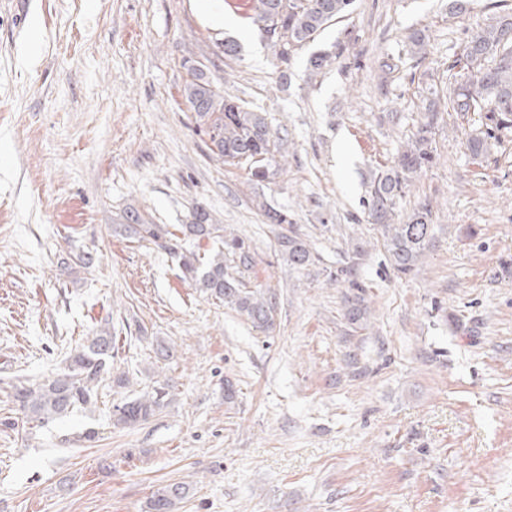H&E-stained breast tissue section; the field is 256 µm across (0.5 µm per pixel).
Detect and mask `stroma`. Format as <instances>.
<instances>
[{"label": "stroma", "mask_w": 512, "mask_h": 512, "mask_svg": "<svg viewBox=\"0 0 512 512\" xmlns=\"http://www.w3.org/2000/svg\"><path fill=\"white\" fill-rule=\"evenodd\" d=\"M497 2L456 17L448 0H356L284 70L251 0H221L235 60L194 0H0V512H147L173 482L191 486L179 512H512V136L477 162L468 124L444 115L434 165L396 205L432 206L435 245L409 276L364 207L420 117L417 79H441ZM417 29L422 60L405 46ZM336 47L310 75V54ZM198 67L267 112L286 171L257 184L211 157L183 94ZM259 197L288 212L314 266L275 256ZM198 205L249 243L274 330L189 286L169 251L112 234L126 209L183 224ZM357 241L373 318L351 340L325 273ZM82 252L94 266L61 273ZM105 320L132 389L105 380L91 409L30 427L13 385L59 372ZM164 381L161 411L113 426L114 405Z\"/></svg>", "instance_id": "stroma-1"}]
</instances>
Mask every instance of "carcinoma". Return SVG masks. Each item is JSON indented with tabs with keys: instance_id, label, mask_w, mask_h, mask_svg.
I'll list each match as a JSON object with an SVG mask.
<instances>
[{
	"instance_id": "cac0c4a2",
	"label": "carcinoma",
	"mask_w": 512,
	"mask_h": 512,
	"mask_svg": "<svg viewBox=\"0 0 512 512\" xmlns=\"http://www.w3.org/2000/svg\"><path fill=\"white\" fill-rule=\"evenodd\" d=\"M353 6L354 0H253L255 22L261 27L270 23L279 29V33L266 40L278 65L285 68L299 50L349 16ZM406 46L412 56L423 59L428 53L427 36L414 30L407 37ZM335 59L328 51H317L309 56L308 66L318 74ZM448 75V94H441L436 86L426 88L416 131L400 142L394 165L375 170L368 183V215L378 226L379 242L391 268L400 276L414 272L433 247L429 205L399 221L395 220V205L414 179L434 163L433 135L440 113L461 116L470 112L477 116L473 120L477 127L466 140V148L475 160L488 156L492 147L512 134V7L500 5V11L484 27L467 36L448 64ZM184 94L217 161L244 168L256 183L285 170L287 142L272 131L265 113L247 107L238 98L224 96L201 70L193 73ZM256 206L270 223L279 227L277 251L289 265L306 268L317 261L311 246L290 227L292 219L288 212L272 207L262 198ZM125 220L124 224L112 225L113 235L175 252L189 285L231 306L253 328L263 332L273 328L278 309L276 294L240 279L238 270L253 267L250 245L242 237L226 233L211 211L197 206L190 213L189 223L168 226L148 224L138 210L131 208ZM174 239L196 245L207 241L217 250L204 256L188 250L179 254L176 246L169 245ZM329 280L347 285L343 318L351 331H367L371 307L366 288L356 277L355 265L329 274ZM118 353L115 328L106 320L65 359L60 373L14 385L12 401L27 422L38 426L93 406L99 387L112 374V362ZM168 394L167 386H158L114 406L113 423L132 427L148 421L164 406ZM189 493L190 485L186 482L162 485L149 500V512H178Z\"/></svg>"
}]
</instances>
